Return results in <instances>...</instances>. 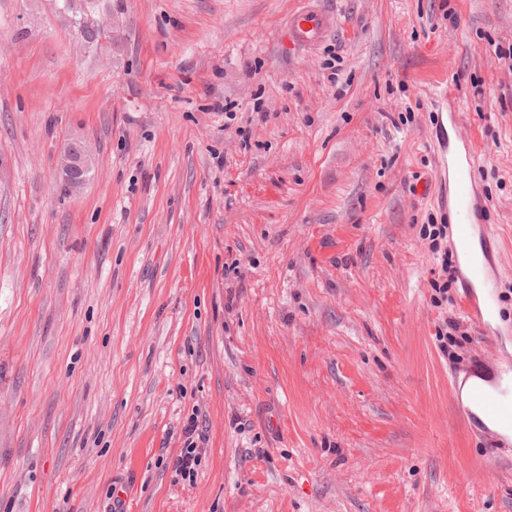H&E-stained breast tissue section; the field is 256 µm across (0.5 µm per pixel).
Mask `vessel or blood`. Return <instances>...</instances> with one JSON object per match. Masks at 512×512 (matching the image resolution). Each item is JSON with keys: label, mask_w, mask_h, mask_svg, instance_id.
Returning a JSON list of instances; mask_svg holds the SVG:
<instances>
[{"label": "vessel or blood", "mask_w": 512, "mask_h": 512, "mask_svg": "<svg viewBox=\"0 0 512 512\" xmlns=\"http://www.w3.org/2000/svg\"><path fill=\"white\" fill-rule=\"evenodd\" d=\"M333 12L304 6L288 22V38L298 47L320 45L335 26ZM439 120L445 131L438 153L436 179L447 191L449 241L463 281L461 305L483 335L495 336L498 355L495 366L475 374L468 399L458 408L464 419L478 422L498 446H512V351L506 346L512 330L495 326L494 302L501 269L499 243L488 233L487 206L474 175L476 154L462 135V116L456 105H448Z\"/></svg>", "instance_id": "vessel-or-blood-1"}]
</instances>
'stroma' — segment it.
Masks as SVG:
<instances>
[{"mask_svg": "<svg viewBox=\"0 0 512 512\" xmlns=\"http://www.w3.org/2000/svg\"><path fill=\"white\" fill-rule=\"evenodd\" d=\"M323 4L306 51L304 0H94L92 44L84 0H0V512H512L448 381L495 347L421 238L448 93L512 325V0ZM333 12L312 6H303L288 21V39L298 47L314 48L320 45L335 26ZM89 169H91V164L84 147L80 143H72L61 163V174L64 181L71 186L72 190H78L87 181ZM67 183L65 189L71 191ZM182 436L184 447L178 458L173 464L176 475H180L183 480L189 481L197 474V468L201 461L202 451L206 445V436L202 426L200 428L199 415L197 411L187 418L183 425Z\"/></svg>", "mask_w": 512, "mask_h": 512, "instance_id": "stroma-1", "label": "stroma"}]
</instances>
